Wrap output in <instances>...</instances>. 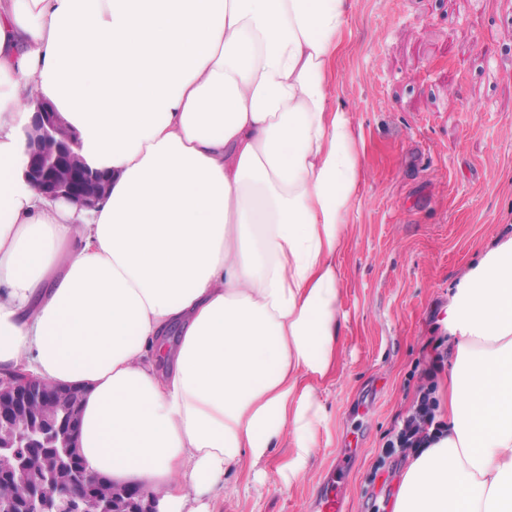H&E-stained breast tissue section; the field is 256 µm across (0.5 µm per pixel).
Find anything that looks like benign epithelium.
<instances>
[{
	"instance_id": "1",
	"label": "benign epithelium",
	"mask_w": 512,
	"mask_h": 512,
	"mask_svg": "<svg viewBox=\"0 0 512 512\" xmlns=\"http://www.w3.org/2000/svg\"><path fill=\"white\" fill-rule=\"evenodd\" d=\"M24 177L51 199L92 207L111 174L89 167L77 133L49 101L37 104L23 130ZM82 391L48 386L15 370L0 376V455L14 461L12 500L0 512H57L55 498L77 500L75 512H160L154 500L91 472L78 453Z\"/></svg>"
}]
</instances>
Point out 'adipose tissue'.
Here are the masks:
<instances>
[{
  "label": "adipose tissue",
  "instance_id": "obj_1",
  "mask_svg": "<svg viewBox=\"0 0 512 512\" xmlns=\"http://www.w3.org/2000/svg\"><path fill=\"white\" fill-rule=\"evenodd\" d=\"M352 0H0V369L84 393L88 468L216 512L284 430L312 455L367 172L333 90ZM51 102L112 175L23 176ZM443 432L393 512H512V238L454 293Z\"/></svg>",
  "mask_w": 512,
  "mask_h": 512
}]
</instances>
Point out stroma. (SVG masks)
Returning a JSON list of instances; mask_svg holds the SVG:
<instances>
[{
    "label": "stroma",
    "instance_id": "stroma-1",
    "mask_svg": "<svg viewBox=\"0 0 512 512\" xmlns=\"http://www.w3.org/2000/svg\"><path fill=\"white\" fill-rule=\"evenodd\" d=\"M337 69L369 176L337 258L345 323L316 448L289 478L283 434L217 512H319L331 470L347 512L391 502L410 458L374 467L417 366L445 333L454 289L512 236V0H354Z\"/></svg>",
    "mask_w": 512,
    "mask_h": 512
}]
</instances>
